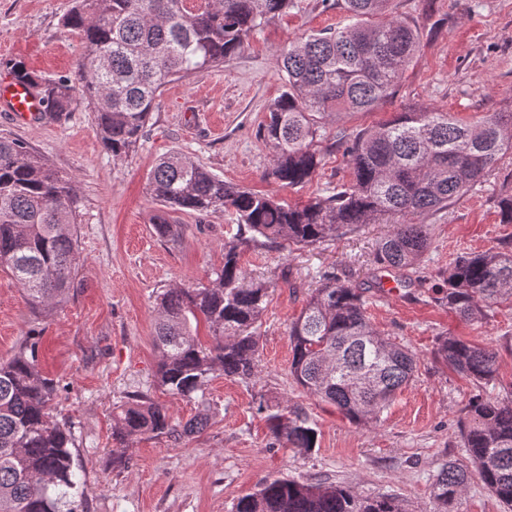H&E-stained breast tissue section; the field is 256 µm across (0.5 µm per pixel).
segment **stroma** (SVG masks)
Masks as SVG:
<instances>
[{"mask_svg": "<svg viewBox=\"0 0 512 512\" xmlns=\"http://www.w3.org/2000/svg\"><path fill=\"white\" fill-rule=\"evenodd\" d=\"M73 0H0V83L13 63L46 77L68 74L83 52L80 37L62 19ZM388 13L416 24L420 48L393 96L371 112L350 113L328 124L323 165L311 181L288 189L266 171L271 150L260 131L282 92L274 59L280 49L310 33L349 22L343 5L294 0L292 7L252 35L223 67L196 72L166 86L136 153L118 161L97 136L94 118L75 103L66 120L46 115L20 120L0 109V135L22 139L67 176L77 198L79 286L50 316L33 313L12 274L0 268V361L39 334V362L58 388L54 418L69 425L83 483V512H232L259 479L281 472L301 479L353 487L366 497H394L404 512H437L432 484L439 465H465L458 422L476 394L512 401V307L484 320L461 321L448 309L414 300L405 288L374 290L380 272L372 263L387 224H364L319 246L288 251L249 248L241 263L274 291L260 328L259 374L245 384L214 371L204 399L172 396L156 385L154 346L157 292L207 282L224 264V238L234 228L224 212L198 220L174 212L180 227L159 238V206L147 192L155 162L181 152L225 181L289 204H301L349 181L351 167L334 135H347L415 110L448 112L474 123L489 112H512V0H390ZM512 172L506 154L486 182L450 209L429 217L431 245L421 272L429 281L447 271L463 250L498 251L512 237L497 198ZM339 284L369 288L368 316L382 335L417 357L413 380L378 421L354 424L335 407L298 387L289 374L288 329L323 273ZM493 347L497 374L475 385L436 362L437 336ZM133 394L162 404L183 423L209 403L204 431L181 440L165 436L125 441L127 467L112 464V414ZM279 398L315 423L312 450L276 441L260 395Z\"/></svg>", "mask_w": 512, "mask_h": 512, "instance_id": "stroma-1", "label": "stroma"}]
</instances>
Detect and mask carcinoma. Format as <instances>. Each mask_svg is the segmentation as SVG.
<instances>
[{"label":"carcinoma","mask_w":512,"mask_h":512,"mask_svg":"<svg viewBox=\"0 0 512 512\" xmlns=\"http://www.w3.org/2000/svg\"><path fill=\"white\" fill-rule=\"evenodd\" d=\"M389 0H344L350 23L313 33L279 53L283 91L269 109L263 138L272 148L268 176L284 188L308 182L322 165L318 143L329 117L368 112L395 92L420 47L416 25L385 17ZM290 0H205L196 10L182 0H74L64 26L76 32L83 53L71 74L34 76L22 63L14 78L30 82L45 113L61 119L79 99L95 114L96 132L115 160L139 147L150 112L166 85L185 75L224 65L255 31L288 12ZM346 146L352 178L303 204L227 183L173 152L160 158L149 179L160 206L154 230L179 232L169 212L203 220L230 212L236 233L224 239V266L205 284L158 294L154 341L160 353L159 387L173 396L204 392L214 370L244 383L258 375V327L272 282L241 267L243 248L322 243L361 224H390L373 264L412 284L430 246L425 218L482 184L503 155L512 152V113L491 112L467 124L446 112H400L392 120L336 139ZM70 179L29 150L0 136V267L11 272L31 308L47 316L78 287L81 266ZM368 288L322 276L288 330L289 373L306 393L331 403L350 421L366 423L412 379L417 359L371 325ZM428 301L465 321L486 318L512 304V250L461 252L431 286ZM208 324L202 345L192 322ZM40 338L25 341L0 362V512H79L80 480L72 432L51 415L58 389L38 361ZM434 357L481 384L494 379L498 353L450 334L437 337ZM276 441L312 450L317 431L298 410L259 401ZM115 440L165 435L174 440L201 432L208 410L174 424L165 407L136 394L113 416ZM469 466L448 461L433 483L434 499L448 505L470 482L482 483L512 512V405L481 395L468 404L459 427ZM233 512H405L386 495L361 496L338 484L264 476L237 499Z\"/></svg>","instance_id":"carcinoma-1"}]
</instances>
